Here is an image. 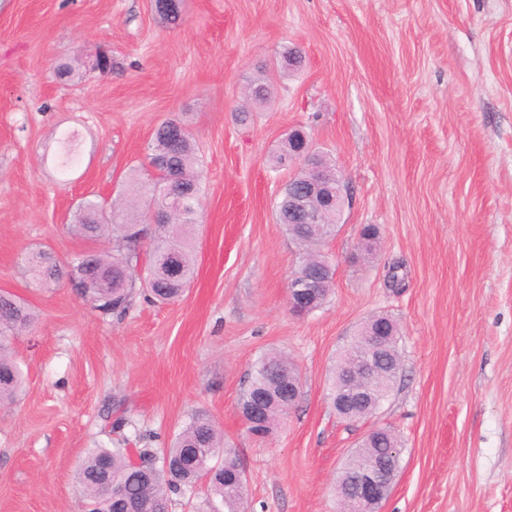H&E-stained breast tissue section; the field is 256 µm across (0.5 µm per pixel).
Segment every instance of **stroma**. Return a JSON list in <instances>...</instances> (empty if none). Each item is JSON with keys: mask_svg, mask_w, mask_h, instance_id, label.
Masks as SVG:
<instances>
[{"mask_svg": "<svg viewBox=\"0 0 512 512\" xmlns=\"http://www.w3.org/2000/svg\"><path fill=\"white\" fill-rule=\"evenodd\" d=\"M181 9L171 27L150 0H0V292L38 318L12 344L25 390L0 405V512H83L89 449L164 447L196 412L235 448L250 512H341L338 474L374 428L403 446L380 512H512V0ZM286 45L303 55L298 71L273 65ZM102 51L106 71L91 66ZM63 58L78 63L74 81L55 72ZM258 77L271 97L240 121ZM169 119L203 157L184 295L154 304L137 291L119 315L70 281L31 282L32 253L66 262L85 249L70 226L78 203L116 197ZM293 128L348 187L321 247L333 289L300 318L288 283L301 250L274 213L295 169L273 158ZM377 314L399 325V371L375 414L346 421L328 398L331 367ZM270 352L302 387L259 437L238 402Z\"/></svg>", "mask_w": 512, "mask_h": 512, "instance_id": "stroma-1", "label": "stroma"}]
</instances>
